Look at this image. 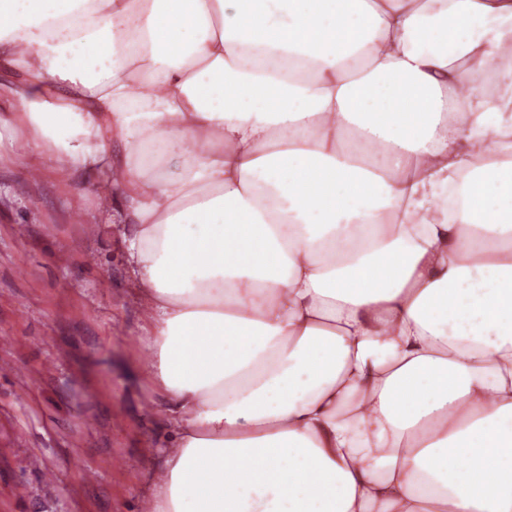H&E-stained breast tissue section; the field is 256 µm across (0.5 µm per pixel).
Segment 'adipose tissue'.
<instances>
[{"label":"adipose tissue","instance_id":"1","mask_svg":"<svg viewBox=\"0 0 512 512\" xmlns=\"http://www.w3.org/2000/svg\"><path fill=\"white\" fill-rule=\"evenodd\" d=\"M512 0H0V130L112 173L154 512H512Z\"/></svg>","mask_w":512,"mask_h":512}]
</instances>
